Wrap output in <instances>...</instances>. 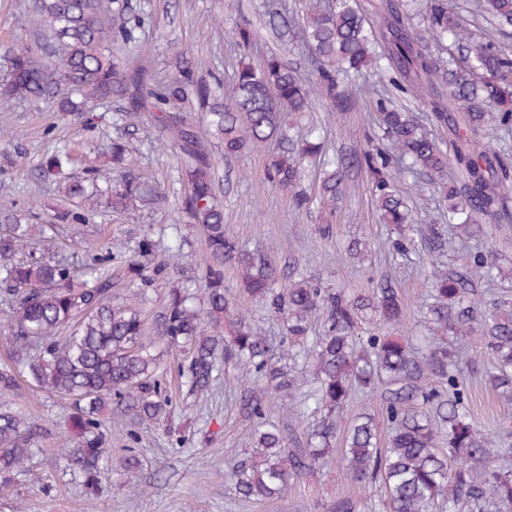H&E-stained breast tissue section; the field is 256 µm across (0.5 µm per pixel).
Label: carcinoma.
Here are the masks:
<instances>
[{
  "mask_svg": "<svg viewBox=\"0 0 512 512\" xmlns=\"http://www.w3.org/2000/svg\"><path fill=\"white\" fill-rule=\"evenodd\" d=\"M41 26L39 50L19 47L5 57L0 109L17 101L50 102L56 111L93 124V112L121 105L125 120L142 112L167 134L166 143L182 162L187 178L181 213L205 237L200 263L206 292L202 302L178 284L170 286L158 333L183 352L179 371L192 393L211 388L221 367L245 371L243 410L254 421L250 442L258 455L228 467L245 499L279 496L294 480L341 452L349 475L382 483L388 512H512V448L478 430L464 383L467 360L454 343L472 334L484 340L494 359L489 384L512 411V298L484 300L476 283L500 274L496 254L481 246L488 231L512 225V154L477 140L492 126L512 135V44L493 37L474 41L463 16L449 0H337L331 7L309 0L301 38L310 53L313 78L304 84L288 60L274 54L260 65L244 59L232 91L223 97L197 74L185 54L175 73L160 81L126 53L150 26V16L129 0H33ZM421 16L435 45L414 32ZM477 16L500 34H512V0H479ZM279 39L288 37V16L269 13ZM229 34L248 50L256 37L249 22ZM385 78L402 95L421 98L434 124L447 129L448 143L427 132L395 96L376 100L374 134L356 157L371 178V195L385 224L394 225L390 247L406 255L414 238L410 214L398 182L405 173L426 175L448 205V233L431 224L424 235L428 253L466 250L465 271L432 262L427 320L431 336L416 346L404 331L396 288L381 280L366 293L348 296L319 280L298 275L284 289L279 256L240 246L224 224L207 141H223L224 156L275 141L287 147L271 156L269 182L291 193L296 209L309 207L301 186L304 163L321 152L318 139L296 140L285 113L307 112L324 99L337 112L356 106V88L368 71ZM199 112L194 124L187 113ZM112 167L121 178L101 188L98 170L88 163L79 176L67 173L77 158L70 150L48 158L43 168L58 178L59 190L79 210L62 218L86 222L87 212L158 209L166 201L152 182L129 171L124 141H112ZM317 196L329 210L343 193L347 165L342 156L323 160ZM447 169L453 182H441ZM32 214L12 202L0 204V327L7 331L11 365L0 368V477L25 468L38 448V427L14 409L8 397L20 382L72 400L77 446L61 449L67 466L86 481L96 479L112 447V420L101 416L112 403L138 421H159L170 412L163 370L143 341L145 318L128 302L112 299V247L104 245L77 275L66 257L51 255L55 225L41 239L31 233ZM148 238L125 260L123 274L139 293L166 278V265L150 268L139 257L152 251ZM235 272L244 292L285 319L291 347L274 351L224 285V270ZM321 319L324 331L310 335ZM308 368L312 390L300 416L319 421L305 428V444L292 448L265 421L264 401L250 386L263 381L274 392L294 386L291 366ZM381 392L386 437L374 418L359 416L341 428L340 412L353 393ZM326 512H360L348 497L331 501Z\"/></svg>",
  "mask_w": 512,
  "mask_h": 512,
  "instance_id": "cac0c4a2",
  "label": "carcinoma"
}]
</instances>
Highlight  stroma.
Here are the masks:
<instances>
[{
	"label": "stroma",
	"mask_w": 512,
	"mask_h": 512,
	"mask_svg": "<svg viewBox=\"0 0 512 512\" xmlns=\"http://www.w3.org/2000/svg\"><path fill=\"white\" fill-rule=\"evenodd\" d=\"M132 2L152 17L137 54L151 66L157 79H167L172 59L184 52L195 63L200 77L208 81L218 78L224 87H231L241 52L225 32L242 19L257 30L248 53L253 63H262L270 53L283 52L303 81L313 78L308 52L300 41L279 42L257 11L258 6L267 4L298 19L305 12L306 0ZM36 40L29 0H0V59ZM391 91L388 82L371 78L360 85L356 109L335 112L318 100L311 111L290 115L287 121L300 135L307 126L321 128L330 150L358 153L366 145L378 93ZM94 119L90 127L48 105L26 102L0 110V130L14 134L11 142H0V198H15L29 208L35 224H57L64 254L78 263L101 244H111L113 252L120 253L144 235H151L155 247L142 262L149 266L165 262L168 273L167 279L148 289L142 306L152 324L164 309L171 281L187 280L194 289L203 290L195 260L205 254V240L198 228L184 224L180 227L185 239L183 251L170 249L169 226L177 216L184 180L181 161L163 146L160 130L145 117L119 123L112 111L95 113ZM116 138L129 146L132 171L166 191L165 209L125 214L103 209L91 214L77 231L70 224L58 223L57 215L67 203L52 180L39 177L40 161L58 147L69 145L87 154L105 179L112 175L108 147ZM210 150L216 160L217 193L224 204L228 230L249 247L278 254L280 285L303 273L319 277L327 287L357 294L367 292L378 280H388L404 302L408 327L415 335H424V271L431 258L419 245L404 256L389 248L392 228L378 219L364 169H351V188L329 220L315 207L296 210L287 192L267 182L268 150L228 157L216 140L211 142ZM399 187L419 229L447 222L445 202L424 179L406 175L401 177ZM325 221L333 225L332 234L326 236L319 231ZM353 237L369 245L363 260L350 259L345 253ZM225 284L238 309L251 316L272 345H280L286 334L283 321L238 288L233 271H226ZM152 341L166 370L165 384L173 399L171 413L159 423H129L131 437H114L109 460L93 486L84 485L81 477L66 472L58 459L59 449L73 445L67 426L70 403L28 387L21 389L14 401L40 425L43 452L26 471L15 476L9 489L0 490V512H324L326 504L339 494L356 501L362 512H383L382 487L354 481L337 454L313 474L291 482L278 499L248 501L239 497L234 485L224 478L226 466L241 460L249 449L251 422L240 410L241 387L236 373L220 375L207 393L190 394L177 372L179 352L167 348L160 336H153ZM466 350L470 363L465 383L471 395L473 422L478 429L499 432L506 416L486 379L490 357L477 336L468 337ZM307 388L301 376L288 393L266 398L267 423L286 437L303 435L297 414Z\"/></svg>",
	"instance_id": "stroma-1"
}]
</instances>
